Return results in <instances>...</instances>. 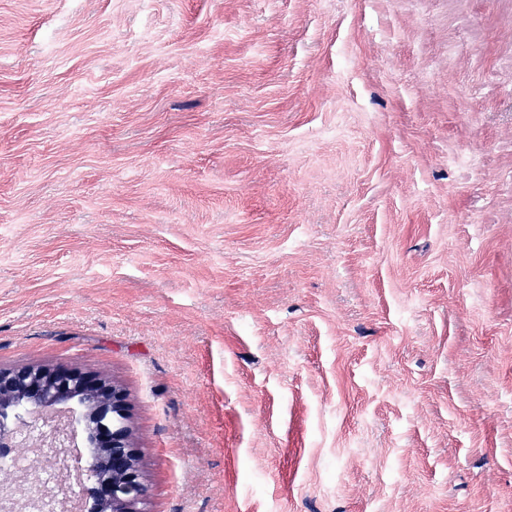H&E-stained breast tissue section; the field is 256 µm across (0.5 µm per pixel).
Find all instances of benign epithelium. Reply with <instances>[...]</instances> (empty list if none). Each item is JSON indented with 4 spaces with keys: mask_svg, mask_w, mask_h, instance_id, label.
Wrapping results in <instances>:
<instances>
[{
    "mask_svg": "<svg viewBox=\"0 0 512 512\" xmlns=\"http://www.w3.org/2000/svg\"><path fill=\"white\" fill-rule=\"evenodd\" d=\"M84 406L82 431L87 456L78 453L75 431L59 422L33 442L37 456L55 467L87 475L82 495L92 499L90 512H143L148 487L139 466V452L130 441L125 392L105 376L64 365L0 368V455L14 447L21 414L59 410L73 400ZM60 512H85L70 497V487L54 493ZM0 504L9 512H30L35 500L0 490Z\"/></svg>",
    "mask_w": 512,
    "mask_h": 512,
    "instance_id": "1",
    "label": "benign epithelium"
}]
</instances>
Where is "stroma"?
Listing matches in <instances>:
<instances>
[{"instance_id":"stroma-1","label":"stroma","mask_w":512,"mask_h":512,"mask_svg":"<svg viewBox=\"0 0 512 512\" xmlns=\"http://www.w3.org/2000/svg\"><path fill=\"white\" fill-rule=\"evenodd\" d=\"M28 364L147 512H512V0H0Z\"/></svg>"}]
</instances>
